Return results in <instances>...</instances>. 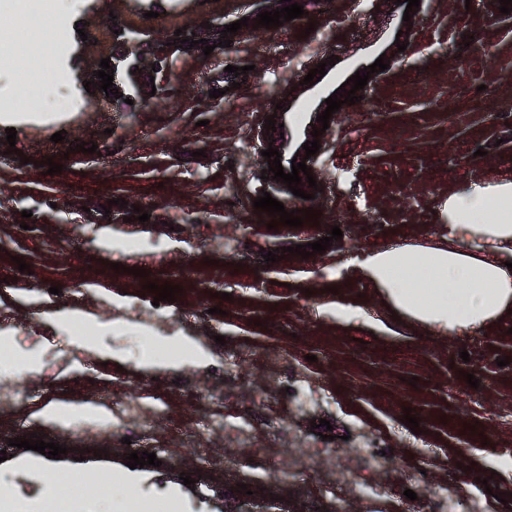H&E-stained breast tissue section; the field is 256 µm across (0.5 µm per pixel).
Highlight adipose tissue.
<instances>
[{
    "label": "adipose tissue",
    "instance_id": "1",
    "mask_svg": "<svg viewBox=\"0 0 512 512\" xmlns=\"http://www.w3.org/2000/svg\"><path fill=\"white\" fill-rule=\"evenodd\" d=\"M448 233L435 246H391L355 271L400 317L469 335L512 310V179L448 198Z\"/></svg>",
    "mask_w": 512,
    "mask_h": 512
}]
</instances>
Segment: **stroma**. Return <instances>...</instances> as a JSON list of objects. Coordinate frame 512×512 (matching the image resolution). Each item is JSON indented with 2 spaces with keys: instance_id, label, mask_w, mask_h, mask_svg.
Returning a JSON list of instances; mask_svg holds the SVG:
<instances>
[{
  "instance_id": "stroma-1",
  "label": "stroma",
  "mask_w": 512,
  "mask_h": 512,
  "mask_svg": "<svg viewBox=\"0 0 512 512\" xmlns=\"http://www.w3.org/2000/svg\"><path fill=\"white\" fill-rule=\"evenodd\" d=\"M297 2L302 17L245 28L223 53L171 57L166 95L133 110L85 86L112 51L100 27L110 12L157 40L237 21L264 0H163L150 19L133 0H72L73 13L56 19L88 35L67 72L71 107L0 111V333L13 349L0 387L17 394L0 408V448L33 433L62 445L50 469L63 481L118 473L131 452L148 451L159 464L138 476L160 497L184 488L194 512H512V313L475 335L438 334L393 318L352 266L444 236L448 195L512 178V13L499 0H420L406 31L397 0ZM382 55L388 69L329 125L315 199L263 179L262 116L303 100L320 111L336 89L299 84L308 62L342 73ZM229 65L244 68L242 85L208 97ZM80 141L96 153L76 151ZM49 158L61 173H44ZM265 192L285 209L319 210L318 223L269 228L253 206ZM136 206L148 221L133 219ZM335 225L343 236L326 252L265 262ZM147 282L180 292L158 304ZM50 305L125 321L101 338L120 361L102 363L69 329L45 326ZM139 326L194 337L210 357L141 370ZM131 398L141 402L133 420L78 410L112 413ZM50 404L55 418H34ZM408 410L418 429L403 422ZM322 419L334 439L313 429Z\"/></svg>"
}]
</instances>
